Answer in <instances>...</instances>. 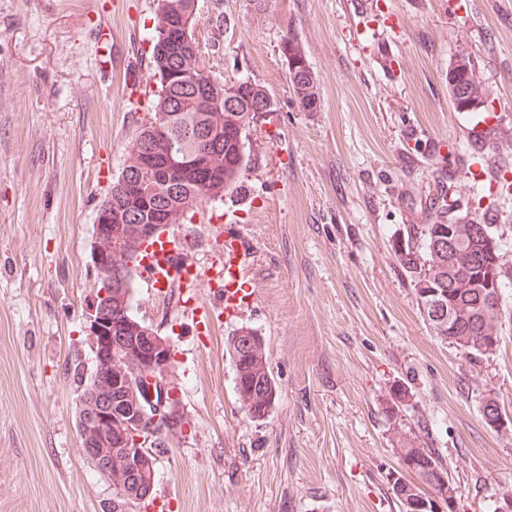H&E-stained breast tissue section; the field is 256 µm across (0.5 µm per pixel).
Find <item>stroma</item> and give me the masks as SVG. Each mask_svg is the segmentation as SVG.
<instances>
[{
    "label": "stroma",
    "instance_id": "35a3bbf8",
    "mask_svg": "<svg viewBox=\"0 0 512 512\" xmlns=\"http://www.w3.org/2000/svg\"><path fill=\"white\" fill-rule=\"evenodd\" d=\"M156 0H0V512H103L113 490L84 460L77 382L96 292L90 243L160 89L151 63ZM112 33V63L99 37ZM303 47L321 107L299 108L281 52ZM195 36L224 82L248 79L274 111L251 127L240 187L166 237L202 275L234 241L254 300L202 332L194 304L132 279L138 319L171 339L186 421L157 456L149 500L126 512H402L388 478L402 437L435 449L458 512H493L512 488V284L501 340L473 359L431 335L395 249L410 224L490 208L512 272V0H198ZM466 54L495 117L486 139L448 93ZM264 341L278 399L248 418L226 338ZM408 399L397 416L393 388Z\"/></svg>",
    "mask_w": 512,
    "mask_h": 512
}]
</instances>
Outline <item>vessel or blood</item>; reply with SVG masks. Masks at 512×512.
I'll return each mask as SVG.
<instances>
[{
	"mask_svg": "<svg viewBox=\"0 0 512 512\" xmlns=\"http://www.w3.org/2000/svg\"><path fill=\"white\" fill-rule=\"evenodd\" d=\"M224 261L221 272L204 279L193 270L188 262L180 261V250L175 240L158 238L144 251L143 263L153 288L162 289L173 282H180L185 288L187 299H194L199 283H206L224 301L225 312H232L249 296L248 289L238 287L235 271V248L225 243Z\"/></svg>",
	"mask_w": 512,
	"mask_h": 512,
	"instance_id": "obj_1",
	"label": "vessel or blood"
}]
</instances>
